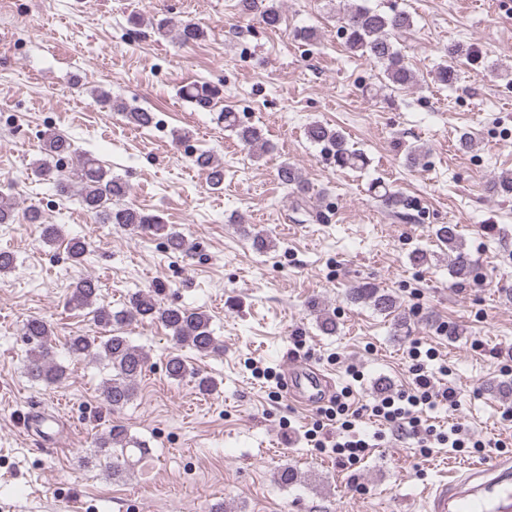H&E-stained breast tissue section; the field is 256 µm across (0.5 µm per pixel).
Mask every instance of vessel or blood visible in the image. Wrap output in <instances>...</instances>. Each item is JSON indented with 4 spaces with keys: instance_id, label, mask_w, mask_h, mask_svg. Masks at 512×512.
I'll use <instances>...</instances> for the list:
<instances>
[{
    "instance_id": "b4317fda",
    "label": "vessel or blood",
    "mask_w": 512,
    "mask_h": 512,
    "mask_svg": "<svg viewBox=\"0 0 512 512\" xmlns=\"http://www.w3.org/2000/svg\"><path fill=\"white\" fill-rule=\"evenodd\" d=\"M282 392L314 409L335 395L332 380L312 364L294 360L283 369ZM425 512H512V458L477 464L463 477L446 480L429 491Z\"/></svg>"
}]
</instances>
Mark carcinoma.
<instances>
[{"label":"carcinoma","mask_w":512,"mask_h":512,"mask_svg":"<svg viewBox=\"0 0 512 512\" xmlns=\"http://www.w3.org/2000/svg\"><path fill=\"white\" fill-rule=\"evenodd\" d=\"M242 13H259L260 21L271 29L282 23L283 14L276 0H239ZM413 27L412 16L406 12L386 13L356 2L351 3L342 16V31L346 48L381 65L389 83L396 88L414 84L416 76L405 62L400 45L406 42ZM176 34L184 42H196L204 37L203 28L191 21L175 22L171 19L158 23L157 33L164 36ZM219 90L206 84H190L184 95L202 108H209L218 97ZM129 123L146 128L153 123L154 116L144 109H129L117 105ZM224 128L233 131L238 141L247 148H268L262 128L244 125L238 114L231 109L220 113ZM306 138L313 144L325 146L336 167L358 169L368 165L367 158L350 146L347 138L338 130L319 121L306 128ZM47 159L39 163L37 170L44 176H56L59 192L71 193L72 184L61 177L60 170L52 161L74 153L70 139L60 133H50L45 139ZM195 164L207 172L209 184L218 188L224 183V166L205 153L194 159ZM279 179L295 194L297 206H308L307 186L299 171L285 163L279 170ZM77 195L83 210L95 221L102 224H117L132 233H163L167 248L173 253L189 256L194 246L182 233L168 228L158 215L146 214L132 206L112 207V200L128 192L124 182L110 175L109 171L94 156L80 159L77 172ZM489 190L498 196H512V173L504 172L490 182ZM434 235L440 245L451 253L450 272L459 282L475 276L474 262L465 250L461 237L453 224H442ZM99 285L91 278L76 283L68 298V305L75 309L92 308L95 322L109 330L106 339L85 335L69 337L64 350L72 359H103L112 368V377L103 385L102 395L106 404L114 410L128 405L136 395V381L147 364V355L122 335L117 327L132 322H157L170 331V336L180 348H189L201 355L218 351V344L210 328L209 315L199 309L180 306H163L151 292H137L131 295L128 304L120 310L98 304ZM351 299L369 305L373 310L391 314L397 309L393 295L370 284H362L351 291ZM50 325L41 317H32L24 324V338L30 346L25 370L28 377L47 386H54L67 379L68 369L54 361L50 338ZM166 375L174 381L190 379L199 391L211 393L218 383L210 376L201 374L190 366L180 354H172L166 363ZM96 457L104 460V466L114 477H120L126 470L129 459L136 454L144 455L147 448L133 440L121 425H114L108 433L96 440Z\"/></svg>","instance_id":"1"}]
</instances>
